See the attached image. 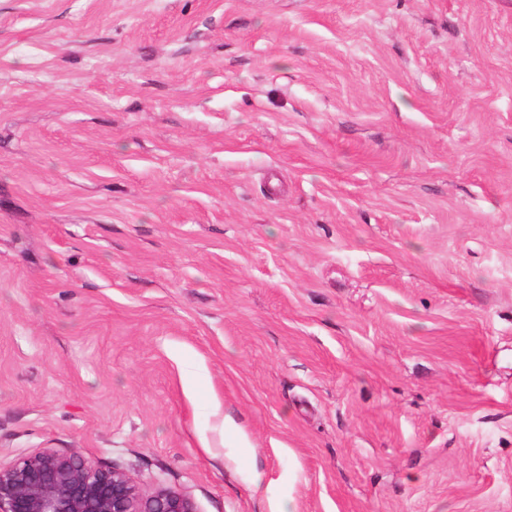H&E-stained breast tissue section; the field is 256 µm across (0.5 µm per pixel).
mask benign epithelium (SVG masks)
Returning a JSON list of instances; mask_svg holds the SVG:
<instances>
[{"label": "benign epithelium", "mask_w": 512, "mask_h": 512, "mask_svg": "<svg viewBox=\"0 0 512 512\" xmlns=\"http://www.w3.org/2000/svg\"><path fill=\"white\" fill-rule=\"evenodd\" d=\"M0 512H198L190 495L145 492L120 469L54 448L0 466Z\"/></svg>", "instance_id": "1"}]
</instances>
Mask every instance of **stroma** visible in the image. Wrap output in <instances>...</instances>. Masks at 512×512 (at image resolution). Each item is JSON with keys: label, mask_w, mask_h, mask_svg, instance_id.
Returning a JSON list of instances; mask_svg holds the SVG:
<instances>
[{"label": "stroma", "mask_w": 512, "mask_h": 512, "mask_svg": "<svg viewBox=\"0 0 512 512\" xmlns=\"http://www.w3.org/2000/svg\"><path fill=\"white\" fill-rule=\"evenodd\" d=\"M198 512H512V0H0V465Z\"/></svg>", "instance_id": "obj_1"}]
</instances>
